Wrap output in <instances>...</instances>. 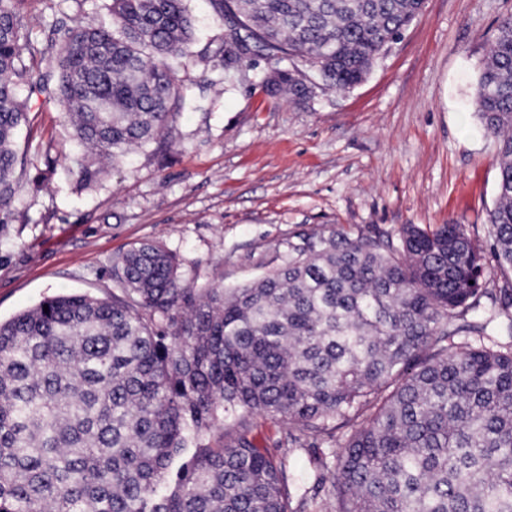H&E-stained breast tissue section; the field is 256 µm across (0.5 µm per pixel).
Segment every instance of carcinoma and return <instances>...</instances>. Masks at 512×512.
Listing matches in <instances>:
<instances>
[{
  "label": "carcinoma",
  "mask_w": 512,
  "mask_h": 512,
  "mask_svg": "<svg viewBox=\"0 0 512 512\" xmlns=\"http://www.w3.org/2000/svg\"><path fill=\"white\" fill-rule=\"evenodd\" d=\"M16 0H0V223L19 189L15 137L27 123L17 81L51 53L30 92L55 100L86 153L102 159L168 145L187 105L179 60L192 54L188 0H108V19H70L47 49ZM243 51L309 68L267 90L293 101L359 84L424 0H210ZM500 177L489 211L492 258L512 269V16L501 20L473 86ZM460 224H406L395 241L323 229L288 242V260L237 288H193L159 241L112 259V295L60 294L0 321V512H512V314L483 281ZM48 309H43V306ZM294 424L300 443L351 427L339 454L259 448L247 416ZM233 432L218 447L206 443Z\"/></svg>",
  "instance_id": "cac0c4a2"
}]
</instances>
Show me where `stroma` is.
Returning <instances> with one entry per match:
<instances>
[{
	"instance_id": "1",
	"label": "stroma",
	"mask_w": 512,
	"mask_h": 512,
	"mask_svg": "<svg viewBox=\"0 0 512 512\" xmlns=\"http://www.w3.org/2000/svg\"><path fill=\"white\" fill-rule=\"evenodd\" d=\"M104 0H18L38 48L63 38L70 16L101 15ZM180 75L189 104L169 123L171 146L137 149L82 186L71 126L41 96L28 101L17 151L22 188L0 226V319L58 293H112V258L160 240L183 283L233 288L288 257V239L324 226L398 237L463 225L489 249L496 146L473 115L479 67L512 0H424L420 15L350 89L320 86L296 103L264 80L277 61L232 73L220 51L229 29L207 0ZM40 188H33V179Z\"/></svg>"
}]
</instances>
